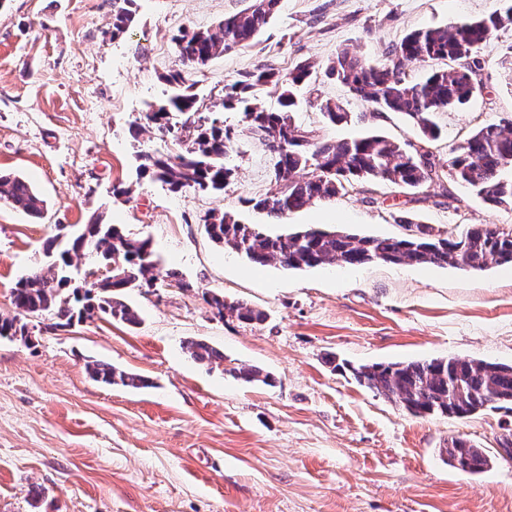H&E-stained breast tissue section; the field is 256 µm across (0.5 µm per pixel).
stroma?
I'll return each instance as SVG.
<instances>
[{
	"instance_id": "stroma-1",
	"label": "stroma",
	"mask_w": 512,
	"mask_h": 512,
	"mask_svg": "<svg viewBox=\"0 0 512 512\" xmlns=\"http://www.w3.org/2000/svg\"><path fill=\"white\" fill-rule=\"evenodd\" d=\"M247 4L135 0L134 22L116 39L112 0H0V173L26 177L46 201L39 218L0 205V315L16 313L15 282L45 266V241L97 213L151 239L162 265L193 284L128 293L141 315L134 327L97 316L62 328L46 316L30 343L0 339V512H512V460L499 453L512 442V411L414 417L331 368L448 356L512 364V267L260 266L216 245L199 222L216 210L271 234L321 224L396 237L403 215L453 235L469 224L512 230V207L460 186L454 206L438 183L420 194L371 184L267 223L240 200L268 190L269 152L221 106L225 83L257 65L285 74L306 61L313 79L297 124L325 140L375 133L419 143L404 115L371 116L329 76L331 59L346 48L381 61L410 32L481 18L499 0H281L255 44L192 77L204 112L240 131L234 180L220 194L172 191L135 158L179 150L144 129L179 66L172 36L214 27ZM481 56L483 95L435 116L440 160L485 123L512 118V27ZM327 101L342 103L348 122L328 124L319 109ZM207 292L267 318L215 317ZM189 340L222 351L223 365L195 362ZM92 361L149 384L98 382ZM237 364L272 374L275 385L229 375ZM454 438L483 448L489 467H453L444 449Z\"/></svg>"
}]
</instances>
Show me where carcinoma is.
Listing matches in <instances>:
<instances>
[{"label":"carcinoma","instance_id":"carcinoma-1","mask_svg":"<svg viewBox=\"0 0 512 512\" xmlns=\"http://www.w3.org/2000/svg\"><path fill=\"white\" fill-rule=\"evenodd\" d=\"M132 5L134 0H112V38L121 37L130 28L134 20ZM279 5L280 0H251L247 8L213 29L180 30L173 36L181 68L172 71L166 81L176 92L147 113L146 119L149 128L172 135L181 150L174 155L140 153L142 172L152 174L174 191L222 192L232 182L235 169L226 164V158L234 149L237 132L216 118L201 115L197 95L187 92L185 86L192 73L214 57L252 45ZM509 26L512 4L476 20L413 31L391 47L378 64L344 48L336 52L329 72L349 92L369 102L372 115L402 113L432 142L439 137L436 113L462 107L484 91L479 78L484 66L482 46ZM414 61H441L443 66L415 79L406 71L407 63ZM311 74V65L306 62L285 75L263 64L224 85L222 108L241 111L246 129L259 136L271 154L270 190L258 198L241 199L243 205L271 221H280L317 202L357 193L365 182L418 189L440 182L446 175L490 205H512V177L503 175L504 168L512 164L511 119L481 126L451 151L445 166L436 162L428 146L411 151L382 135L319 140L293 118L295 90L307 83ZM269 85L279 90L277 110L267 109L259 99V91ZM175 112L185 115L179 126L171 123ZM321 113L332 124L348 119V112L339 103L326 102ZM0 203L36 217L44 210L40 194L19 175L0 174ZM201 221L215 243L260 265L275 262L301 269L382 262L484 270L491 265L512 264V231L489 224H470L454 236L431 224L402 217L398 223L406 233L377 238L313 228L270 235L261 225L246 224L228 212L210 211ZM44 253L50 258L47 267L21 278L12 289V303L18 314L0 316L1 338L25 339L29 335L26 319L46 315L56 319L57 327H70L101 314L138 325L140 314L124 300L125 293L145 285L151 287L157 280H170L177 288L192 287L175 270L160 267L150 240L132 238L115 224H79L65 235L50 238ZM76 258L103 268L115 265L112 286L95 290L93 271L87 273L89 281L84 285L75 284ZM205 300L220 317L227 312L249 324L265 319L263 311L227 302L218 294L207 295ZM185 349L200 364L224 363V354L205 342L189 341ZM344 367L359 385L414 416L465 418L487 408L512 405V365L448 356L357 367L336 364L339 370ZM87 369L105 384L148 386L143 377L107 363H89ZM224 372L247 382H272L270 374L255 366H232ZM445 452L449 462L465 472L477 473L490 463L482 449L463 439L451 440Z\"/></svg>","mask_w":512,"mask_h":512}]
</instances>
